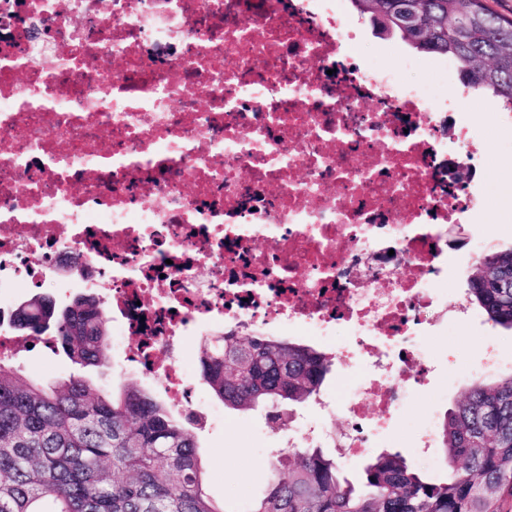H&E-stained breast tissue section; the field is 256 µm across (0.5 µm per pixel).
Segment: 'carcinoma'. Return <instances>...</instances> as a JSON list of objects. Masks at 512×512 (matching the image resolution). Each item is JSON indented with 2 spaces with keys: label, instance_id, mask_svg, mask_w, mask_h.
<instances>
[{
  "label": "carcinoma",
  "instance_id": "1",
  "mask_svg": "<svg viewBox=\"0 0 512 512\" xmlns=\"http://www.w3.org/2000/svg\"><path fill=\"white\" fill-rule=\"evenodd\" d=\"M350 2L377 35L448 58L464 86L512 109V17L488 0ZM469 294L489 321L512 330V247L478 258ZM13 324L76 364L109 362L108 314L96 299L57 312L34 296ZM331 365L312 346L259 333L207 339L199 357L225 406L266 407L278 428L287 407L318 394ZM117 386L73 376L45 388L0 360V512H227L204 490L192 433L134 381ZM439 437L450 473L438 481L388 450L368 458L360 485L321 448L281 451L268 493L248 512H504L512 502V372L471 383Z\"/></svg>",
  "mask_w": 512,
  "mask_h": 512
}]
</instances>
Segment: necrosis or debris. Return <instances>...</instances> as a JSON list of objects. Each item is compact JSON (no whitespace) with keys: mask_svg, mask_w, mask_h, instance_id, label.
Here are the masks:
<instances>
[{"mask_svg":"<svg viewBox=\"0 0 512 512\" xmlns=\"http://www.w3.org/2000/svg\"><path fill=\"white\" fill-rule=\"evenodd\" d=\"M360 25L349 0H0V308L78 261L185 416L188 330L306 337L338 379L285 447H380L469 313L436 282L472 149Z\"/></svg>","mask_w":512,"mask_h":512,"instance_id":"obj_1","label":"necrosis or debris"}]
</instances>
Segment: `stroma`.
I'll use <instances>...</instances> for the list:
<instances>
[{"mask_svg": "<svg viewBox=\"0 0 512 512\" xmlns=\"http://www.w3.org/2000/svg\"><path fill=\"white\" fill-rule=\"evenodd\" d=\"M363 48L388 64L402 67L407 80L429 81L443 92L448 89V72L435 65L431 55H419L417 67L405 68L406 56L413 53L400 40L379 37L369 28L363 35ZM489 102L488 95L471 91L457 103L476 151L474 171L464 181L466 191L473 195V206L448 229V277L441 285L452 297L468 289L474 262L467 259L466 253L473 241H485L492 248L512 246V207L502 203L506 188L512 187V122L505 120L503 113L488 111ZM490 340L498 344L500 372L512 371V332L493 325L481 312H474L467 322H449L446 330L431 337L434 361L427 389L414 393L404 414L391 422L383 449L400 453L412 469L429 478L447 477L448 464L441 448L416 455L414 436L424 424L442 420L445 412L462 399L474 379L472 369ZM15 360L23 378L47 387L73 375L108 387L116 382L119 370L114 359L104 367L74 364L62 351L46 348L41 342L22 346ZM193 384L203 399L202 410H218L222 417L220 423L192 430L206 472L205 490L228 512H245L249 504L268 491V463L280 448V433L270 428L264 409L237 411L225 407L201 374H194Z\"/></svg>", "mask_w": 512, "mask_h": 512, "instance_id": "stroma-1", "label": "stroma"}]
</instances>
